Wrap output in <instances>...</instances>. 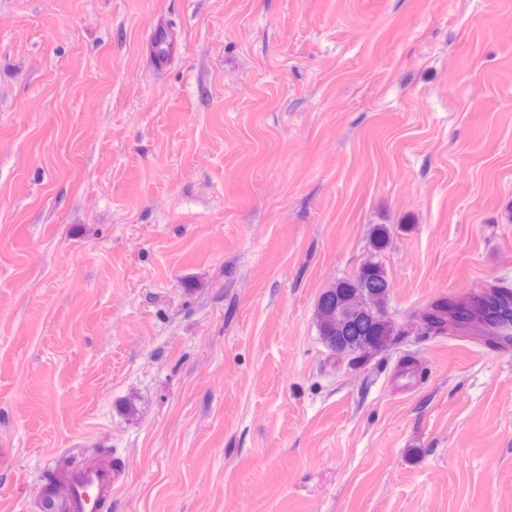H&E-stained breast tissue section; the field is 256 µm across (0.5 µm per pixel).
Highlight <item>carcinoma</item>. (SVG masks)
Listing matches in <instances>:
<instances>
[{"label": "carcinoma", "mask_w": 512, "mask_h": 512, "mask_svg": "<svg viewBox=\"0 0 512 512\" xmlns=\"http://www.w3.org/2000/svg\"><path fill=\"white\" fill-rule=\"evenodd\" d=\"M390 238V227L378 225L370 239L369 262L354 274L330 284L320 294L315 319L320 339L330 354H336V303L366 288L369 289L367 298L376 313V319L361 330V335L367 338L371 349L367 353H353L350 360L354 363L363 362L367 354L384 351L395 337L401 335L402 328L388 310L391 282L381 260V254L387 249ZM511 311L512 287L496 283L485 294L468 297L452 305L448 304L446 297L436 299L422 309L420 314L433 336H445L455 331L480 332L491 336L493 332L488 329V323L495 319L502 328H508L512 324L509 322Z\"/></svg>", "instance_id": "obj_1"}]
</instances>
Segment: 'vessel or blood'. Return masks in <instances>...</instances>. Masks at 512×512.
<instances>
[{"mask_svg": "<svg viewBox=\"0 0 512 512\" xmlns=\"http://www.w3.org/2000/svg\"><path fill=\"white\" fill-rule=\"evenodd\" d=\"M118 478V471L105 460L61 474L67 512H104L112 503V488Z\"/></svg>", "mask_w": 512, "mask_h": 512, "instance_id": "b4317fda", "label": "vessel or blood"}]
</instances>
